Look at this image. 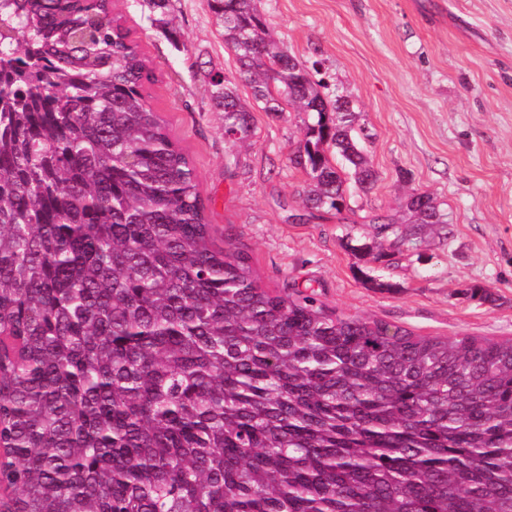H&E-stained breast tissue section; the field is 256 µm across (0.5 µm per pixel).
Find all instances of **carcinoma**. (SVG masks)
I'll use <instances>...</instances> for the list:
<instances>
[{
	"label": "carcinoma",
	"mask_w": 512,
	"mask_h": 512,
	"mask_svg": "<svg viewBox=\"0 0 512 512\" xmlns=\"http://www.w3.org/2000/svg\"><path fill=\"white\" fill-rule=\"evenodd\" d=\"M253 103L206 79L224 139L302 115L309 220L402 255L449 224L377 180L358 113L273 41L256 0H208ZM154 74L112 0H0V482L12 512H512V339L418 336L260 285L213 236Z\"/></svg>",
	"instance_id": "carcinoma-1"
}]
</instances>
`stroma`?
<instances>
[{"instance_id":"obj_1","label":"stroma","mask_w":512,"mask_h":512,"mask_svg":"<svg viewBox=\"0 0 512 512\" xmlns=\"http://www.w3.org/2000/svg\"><path fill=\"white\" fill-rule=\"evenodd\" d=\"M270 37L319 63L328 97L350 96L378 173L364 210L396 207L409 188L444 203L447 229L414 249L359 265L370 227L302 220L307 177L288 162L299 116L255 110L252 144L224 140L210 69L234 80L236 57L208 0H170L167 26L147 0H112L155 79L149 102L189 154L220 243L247 253L263 287L314 289L329 310L423 336L512 338V0H257ZM393 290H385V283ZM490 289L485 303L470 295Z\"/></svg>"}]
</instances>
